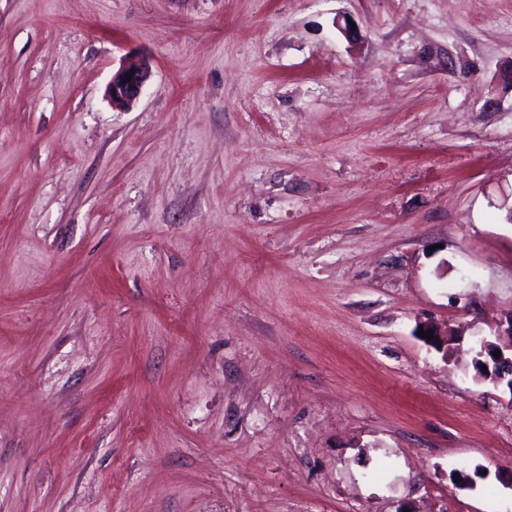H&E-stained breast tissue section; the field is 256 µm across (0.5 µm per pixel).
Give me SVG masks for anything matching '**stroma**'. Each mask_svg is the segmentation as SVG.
I'll return each instance as SVG.
<instances>
[{
  "instance_id": "obj_1",
  "label": "stroma",
  "mask_w": 512,
  "mask_h": 512,
  "mask_svg": "<svg viewBox=\"0 0 512 512\" xmlns=\"http://www.w3.org/2000/svg\"><path fill=\"white\" fill-rule=\"evenodd\" d=\"M511 205L512 0H0V512H512ZM132 74L131 80L125 81L126 75ZM150 78L147 67L130 63L119 69L113 76L108 88V95L115 106H128L141 96ZM493 336H511V344L504 351L502 347L498 346L494 342L483 339L481 344L480 356L484 359L477 361L478 365L482 368V364H485L486 369L491 372V365L495 371L501 373L502 376L508 375L512 380V314L506 317L504 321L499 322L493 328ZM500 350L499 357H494V352ZM506 352H509V356L506 357ZM489 358V360H488Z\"/></svg>"
}]
</instances>
